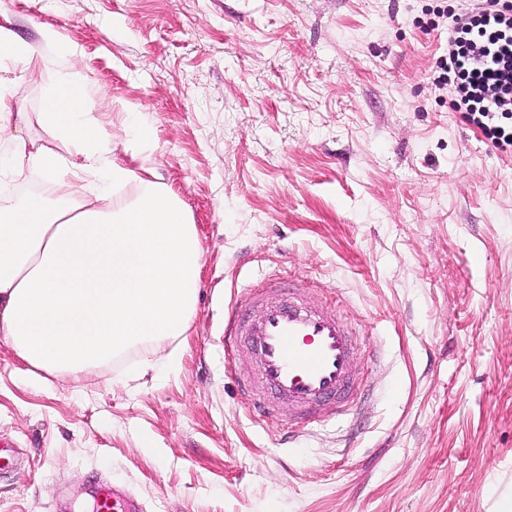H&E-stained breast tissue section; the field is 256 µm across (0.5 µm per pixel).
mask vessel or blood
Masks as SVG:
<instances>
[{
    "label": "vessel or blood",
    "mask_w": 512,
    "mask_h": 512,
    "mask_svg": "<svg viewBox=\"0 0 512 512\" xmlns=\"http://www.w3.org/2000/svg\"><path fill=\"white\" fill-rule=\"evenodd\" d=\"M355 332L304 283L268 278L224 311V360L249 412L302 429L345 419L359 392ZM95 512H141L116 484L96 480Z\"/></svg>",
    "instance_id": "1"
}]
</instances>
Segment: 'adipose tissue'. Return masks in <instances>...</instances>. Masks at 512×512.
I'll use <instances>...</instances> for the list:
<instances>
[{"label":"adipose tissue","mask_w":512,"mask_h":512,"mask_svg":"<svg viewBox=\"0 0 512 512\" xmlns=\"http://www.w3.org/2000/svg\"><path fill=\"white\" fill-rule=\"evenodd\" d=\"M76 55L53 29L34 45L0 25V141L12 146L0 185L34 170L55 186L50 199L0 202V335L30 365L73 377L186 335L202 257L179 198L112 159L87 85L51 74L52 58ZM18 62L41 81L43 125L76 158L33 142L27 114L7 111L16 85L4 74Z\"/></svg>","instance_id":"adipose-tissue-1"}]
</instances>
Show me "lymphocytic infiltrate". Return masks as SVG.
I'll return each instance as SVG.
<instances>
[{
	"mask_svg": "<svg viewBox=\"0 0 512 512\" xmlns=\"http://www.w3.org/2000/svg\"><path fill=\"white\" fill-rule=\"evenodd\" d=\"M437 67L453 111L512 155V0H478L456 15Z\"/></svg>",
	"mask_w": 512,
	"mask_h": 512,
	"instance_id": "obj_1",
	"label": "lymphocytic infiltrate"
}]
</instances>
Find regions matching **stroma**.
Listing matches in <instances>:
<instances>
[{
	"label": "stroma",
	"instance_id": "35a3bbf8",
	"mask_svg": "<svg viewBox=\"0 0 512 512\" xmlns=\"http://www.w3.org/2000/svg\"><path fill=\"white\" fill-rule=\"evenodd\" d=\"M472 0H0L79 52L112 157L164 183L201 243L186 337L75 378L0 336V512H92L97 476L144 512H512V156L433 83ZM142 108L152 140L126 138ZM298 277L351 321L359 415L251 417L223 310ZM176 372L127 380L142 356Z\"/></svg>",
	"mask_w": 512,
	"mask_h": 512
}]
</instances>
